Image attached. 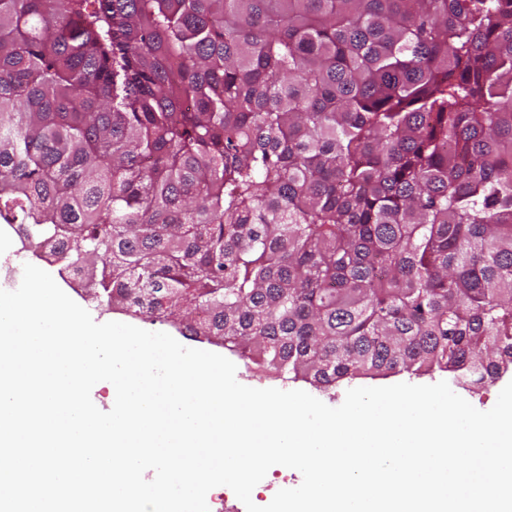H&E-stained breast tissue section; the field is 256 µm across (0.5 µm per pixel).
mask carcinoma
<instances>
[{"mask_svg":"<svg viewBox=\"0 0 512 512\" xmlns=\"http://www.w3.org/2000/svg\"><path fill=\"white\" fill-rule=\"evenodd\" d=\"M319 390L512 371V0H0V214Z\"/></svg>","mask_w":512,"mask_h":512,"instance_id":"cac0c4a2","label":"carcinoma"}]
</instances>
